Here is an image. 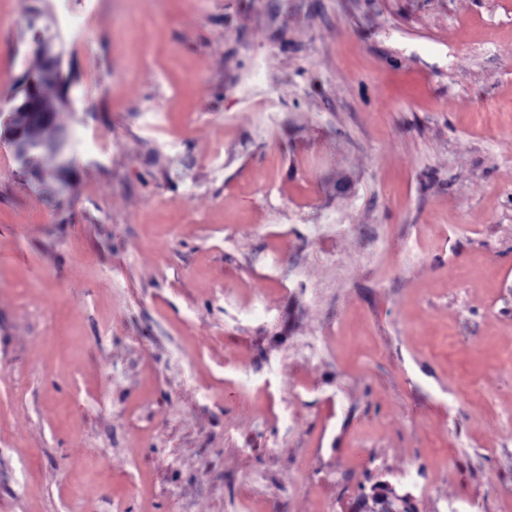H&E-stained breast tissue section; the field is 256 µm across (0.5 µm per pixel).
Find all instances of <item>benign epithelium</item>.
<instances>
[{
  "label": "benign epithelium",
  "mask_w": 512,
  "mask_h": 512,
  "mask_svg": "<svg viewBox=\"0 0 512 512\" xmlns=\"http://www.w3.org/2000/svg\"><path fill=\"white\" fill-rule=\"evenodd\" d=\"M43 17V10H34L26 28V35L41 59V68L23 78V95L16 102L13 113L7 120L8 130L5 137L10 143L14 157L26 160L18 171L20 180L43 196L57 200L63 197L68 189L71 167L66 157L70 135L64 127L54 128L50 138L40 134L41 129L53 125L54 122V110L46 107L43 92L48 86L57 89L62 83L60 52L55 50L52 36L40 25ZM35 148L62 159L59 179L53 182L45 180L39 165L32 162V151ZM361 501L366 505L367 512H405L412 506L408 498L393 493L364 495Z\"/></svg>",
  "instance_id": "1"
}]
</instances>
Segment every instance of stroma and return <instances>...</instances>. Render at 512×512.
I'll list each match as a JSON object with an SVG mask.
<instances>
[{
  "label": "stroma",
  "mask_w": 512,
  "mask_h": 512,
  "mask_svg": "<svg viewBox=\"0 0 512 512\" xmlns=\"http://www.w3.org/2000/svg\"><path fill=\"white\" fill-rule=\"evenodd\" d=\"M34 7L75 162L0 139V512H512V0H0V113ZM369 500L372 506L369 505ZM361 501L369 512H405L412 506L411 501L396 494H373L371 496L363 495Z\"/></svg>",
  "instance_id": "35a3bbf8"
}]
</instances>
